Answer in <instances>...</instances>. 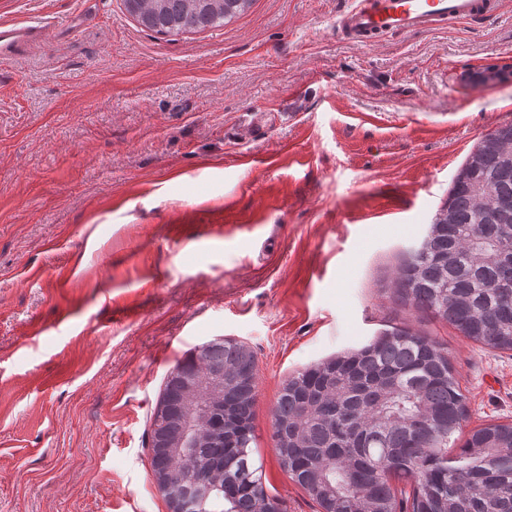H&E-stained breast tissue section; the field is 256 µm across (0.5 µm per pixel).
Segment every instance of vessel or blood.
Wrapping results in <instances>:
<instances>
[{
	"mask_svg": "<svg viewBox=\"0 0 512 512\" xmlns=\"http://www.w3.org/2000/svg\"><path fill=\"white\" fill-rule=\"evenodd\" d=\"M489 0H356L337 21L355 41H369L388 32H408L461 19L491 16ZM42 17L23 27L0 32V60L12 58L20 40H35L48 25Z\"/></svg>",
	"mask_w": 512,
	"mask_h": 512,
	"instance_id": "1",
	"label": "vessel or blood"
}]
</instances>
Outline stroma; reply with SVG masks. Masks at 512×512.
Here are the masks:
<instances>
[{"instance_id": "35a3bbf8", "label": "stroma", "mask_w": 512, "mask_h": 512, "mask_svg": "<svg viewBox=\"0 0 512 512\" xmlns=\"http://www.w3.org/2000/svg\"><path fill=\"white\" fill-rule=\"evenodd\" d=\"M494 2L361 43L337 30L353 0H254L178 36L121 0H0V26L54 20L0 64V512H169L152 415L222 336L255 354L252 447L283 512L318 510L273 447L285 380L383 325L447 347L464 431L512 423V351L391 294L512 124V0Z\"/></svg>"}]
</instances>
